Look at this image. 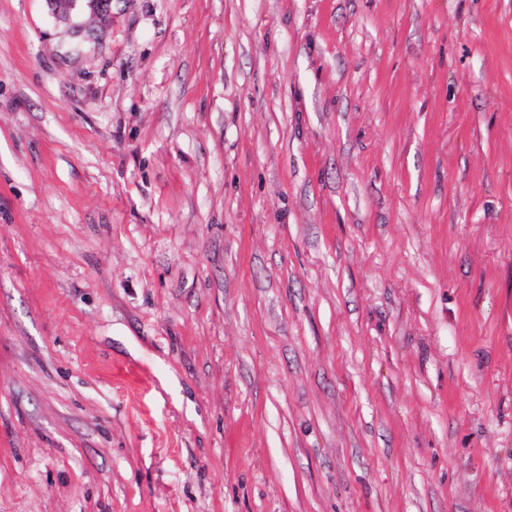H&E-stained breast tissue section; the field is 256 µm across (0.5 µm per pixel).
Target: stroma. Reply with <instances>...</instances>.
Wrapping results in <instances>:
<instances>
[{
    "instance_id": "35a3bbf8",
    "label": "stroma",
    "mask_w": 512,
    "mask_h": 512,
    "mask_svg": "<svg viewBox=\"0 0 512 512\" xmlns=\"http://www.w3.org/2000/svg\"><path fill=\"white\" fill-rule=\"evenodd\" d=\"M0 512H512V0H0Z\"/></svg>"
}]
</instances>
